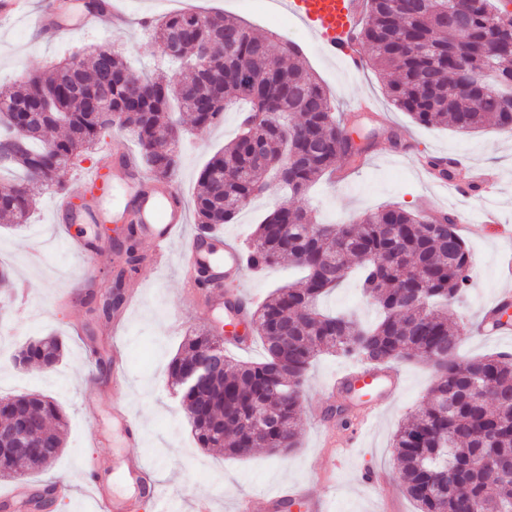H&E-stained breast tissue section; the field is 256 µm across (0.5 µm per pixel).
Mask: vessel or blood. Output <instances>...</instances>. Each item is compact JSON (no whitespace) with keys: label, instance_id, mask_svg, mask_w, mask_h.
Masks as SVG:
<instances>
[{"label":"vessel or blood","instance_id":"b4317fda","mask_svg":"<svg viewBox=\"0 0 512 512\" xmlns=\"http://www.w3.org/2000/svg\"><path fill=\"white\" fill-rule=\"evenodd\" d=\"M285 11L301 22L321 42L325 52L345 62L349 71H359L363 58L355 47V33L362 15L361 0H281ZM72 0H46L39 13L29 11L28 0H0V17L29 14L30 24L49 40L61 39L73 29L99 30L112 21L124 19L125 13L119 0H108L105 10L85 9L77 24H70ZM112 182L123 188L135 209L136 224L140 235L152 248L154 264L167 261L173 245H180L184 269L196 274L209 290L212 310L223 312L224 330L232 332L248 318L251 299L245 288L248 267L240 242H225L217 246L215 237L195 234L184 236L187 222V206L183 193L167 182H149L144 179L134 155L126 149L112 153ZM125 209L115 208L96 200L86 208L69 209L65 220L70 224H121L126 222ZM512 303V291L503 290L485 308L478 323L482 336H502L506 327L499 324V311ZM350 382L370 385L374 391V414H382L400 387V377L395 370L363 368L347 370L329 383L338 388ZM127 477L136 485L146 487L148 495L161 499L163 489L157 483L148 482L137 458L130 457L124 463ZM99 512H130L128 499L110 494L100 474L87 479ZM303 502L306 512H328L324 497L309 493L301 487H291L260 499L248 498L240 502L238 512H283L288 502Z\"/></svg>","mask_w":512,"mask_h":512}]
</instances>
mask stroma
<instances>
[{
	"label": "stroma",
	"mask_w": 512,
	"mask_h": 512,
	"mask_svg": "<svg viewBox=\"0 0 512 512\" xmlns=\"http://www.w3.org/2000/svg\"><path fill=\"white\" fill-rule=\"evenodd\" d=\"M252 11H244L238 0H125L127 19L109 31L74 32L59 42L43 40L28 25L26 17L0 18V84L20 80L28 72L44 69L61 58L106 46L124 55L136 76L163 67L164 60L152 38L151 21L187 8L212 9L231 18L247 21L258 31L296 44L300 60L327 89L338 115H345L361 96L372 99L375 113L359 120L367 134L377 137L378 146L364 166L342 180H319L307 192L293 197L294 205L316 210L326 224L351 222L363 212L387 203L415 212H450L468 241L473 263L472 288L460 302L447 310L450 324L474 322L482 307L512 280L500 277L504 254H512V239L502 236L499 225L483 223L485 205H493L499 224L512 226V140L501 131L486 130L463 135L444 126H423L397 109L386 93L387 78L372 68L348 72L343 64L323 52L319 42L297 21L279 8L275 0H250ZM238 114L228 110L223 125L205 131H189L173 179L185 197H193L197 178L213 153L234 136ZM138 144L130 135L112 131L101 137L62 181L71 196L82 193V179L91 170L107 173L112 162L108 148ZM454 157L463 161L458 179L468 169L487 168L497 172L494 194L473 192L465 196L430 190L418 167V156ZM57 194L43 191L29 222L16 230L0 231V261L11 272H30L24 281L25 300L0 287V396L40 392L52 397L64 410V448L46 471L28 476L31 490L54 482L73 486L70 498L60 500L55 512H93L95 503L83 481L84 471L97 458L109 456L108 477L113 494L136 496V489L123 472V459L130 449L121 427L112 421V404L125 403L142 427L138 454L153 470L157 480L176 503L178 512H194L198 499L211 502V512H234L245 495L261 496L278 491L283 484L300 483L329 503V512H417L401 489L394 461L393 435L398 426L416 414L426 401L432 370L418 361H402L396 368L403 386L394 401L365 432L358 447L348 450L325 448L319 429L312 422L313 407L329 410L339 398L324 390L334 374L350 365L349 360L324 355L311 366L301 400L300 445L285 455L255 449L243 458L225 456L222 449L198 447L189 418L166 366L188 330L204 327L222 331L223 316L210 311L204 298L188 294L182 281L180 246H173L169 262L162 266L142 264L130 281L137 299L125 312L119 327L92 319L82 295L104 287L114 262L102 260L96 267L70 253L59 231L55 208ZM282 193L272 185L225 225L223 237L248 239L256 224L281 201ZM43 259L33 265L31 250ZM321 307L327 312L351 311L363 322L377 318L376 309L360 293L359 278L350 275L325 296ZM55 334L63 338L62 362L52 370L36 366L17 368L15 350L28 341ZM125 353V379H112L113 345ZM383 471L380 487L364 483L362 476Z\"/></svg>",
	"instance_id": "1"
}]
</instances>
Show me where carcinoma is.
Returning a JSON list of instances; mask_svg holds the SVG:
<instances>
[{
    "instance_id": "carcinoma-1",
    "label": "carcinoma",
    "mask_w": 512,
    "mask_h": 512,
    "mask_svg": "<svg viewBox=\"0 0 512 512\" xmlns=\"http://www.w3.org/2000/svg\"><path fill=\"white\" fill-rule=\"evenodd\" d=\"M505 10L492 0H367L356 39L371 66L394 79L387 94L394 106L423 125L448 124L463 133L488 126L512 130V97L478 85L458 92L450 70L454 55L480 75L490 68L512 87V42L504 36ZM156 44L182 65L171 79L135 77L125 58L97 48L86 62L71 56L46 71L28 73L18 84L0 86V136L16 128V115L31 112L22 128L23 148L0 165V219L5 229L29 222L35 190L62 188L61 175L95 145L108 128L92 118L93 91L106 83L103 109L126 108L140 147V162L151 178L170 179L182 136L170 104L190 113L194 128L224 123V113L241 100L250 109L240 117V133L217 151L198 178L193 200L198 228L213 232L231 223L253 198L264 193L270 171L252 145L279 169L290 196L307 191L340 162L362 163L371 144L356 142L332 112L329 94L299 60V50L273 44L221 13L182 10L158 20ZM224 56V70L196 66L203 49ZM301 136L289 143L285 124ZM434 223L420 213L387 205L350 224H322L285 200L256 226L247 244L249 266L286 263L303 270L298 282L276 289L249 313L263 341L259 363L221 355L220 370L202 385L183 391L194 439L202 448L217 445L224 455L243 457L256 448L272 454L299 445L302 385L320 355H336L386 366L418 360L434 372L420 412L403 422L393 439L404 494L417 512H512V476L470 467L495 461L512 469V354L461 358L463 333L448 324L445 307L472 285L473 263L456 221ZM288 235H283V228ZM361 272L362 290L382 311L373 325L351 316L326 315L318 299L336 288L351 267ZM98 300L112 317L124 303L123 277ZM224 347L211 331L186 336L168 366L173 384L207 349ZM58 336L36 339L14 358L18 366L56 367L63 359ZM266 417L252 428L256 405ZM0 412L15 421H36L40 448L17 453L0 440V478L39 473L63 449L64 411L43 394L0 397Z\"/></svg>"
}]
</instances>
